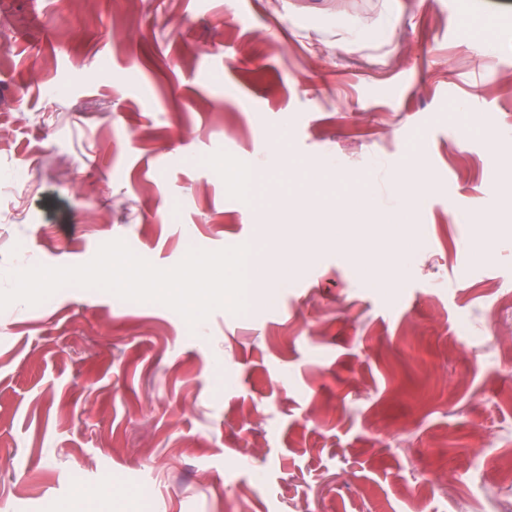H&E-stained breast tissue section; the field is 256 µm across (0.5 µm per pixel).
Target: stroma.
<instances>
[{
  "label": "stroma",
  "instance_id": "1",
  "mask_svg": "<svg viewBox=\"0 0 512 512\" xmlns=\"http://www.w3.org/2000/svg\"><path fill=\"white\" fill-rule=\"evenodd\" d=\"M511 7L0 0V171L35 187L20 215L0 184V289L116 239L160 268L305 253L193 329L74 286L0 311V512H499L446 477L512 461ZM415 161L407 222L354 258L343 205Z\"/></svg>",
  "mask_w": 512,
  "mask_h": 512
}]
</instances>
